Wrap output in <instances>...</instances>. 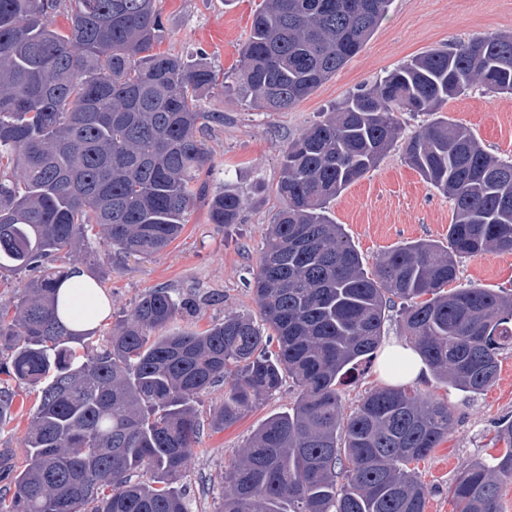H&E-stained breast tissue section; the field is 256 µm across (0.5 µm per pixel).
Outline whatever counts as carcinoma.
I'll list each match as a JSON object with an SVG mask.
<instances>
[{
    "instance_id": "obj_1",
    "label": "carcinoma",
    "mask_w": 512,
    "mask_h": 512,
    "mask_svg": "<svg viewBox=\"0 0 512 512\" xmlns=\"http://www.w3.org/2000/svg\"><path fill=\"white\" fill-rule=\"evenodd\" d=\"M0 0V269L33 272L0 304V423L20 385L37 391L19 471L0 463V512H190L174 486L200 434L198 396L224 383L216 423L235 424L292 379L300 396L270 416L224 473L218 512H425L410 465L448 437V406L405 384L376 388L344 413L337 383L376 353L388 313L437 380L478 394L512 350V294L449 287L461 258L512 252V159L489 153L440 115L480 87L512 93V34H475L420 55L351 95L283 150L281 207L246 280L261 326L224 315L203 331L170 330L196 301L153 288L108 345L57 315L70 273L54 264L97 243L151 255L182 233L200 195L213 224H237L244 198L229 179L210 191L199 137L215 113L201 93L219 74L201 59L156 53L157 0ZM392 0H261L237 80L257 109L285 112L361 49ZM432 120L405 155L448 198L444 245L414 241L372 272L329 205L402 137L399 115ZM506 448L472 461L449 494L455 512H501L512 481Z\"/></svg>"
}]
</instances>
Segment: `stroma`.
Masks as SVG:
<instances>
[{
    "label": "stroma",
    "mask_w": 512,
    "mask_h": 512,
    "mask_svg": "<svg viewBox=\"0 0 512 512\" xmlns=\"http://www.w3.org/2000/svg\"><path fill=\"white\" fill-rule=\"evenodd\" d=\"M261 0H159L166 35L159 49L187 58L202 57L220 75L204 91L203 111L219 114L203 132L214 174L211 186L232 177L247 204L238 224L211 223L207 202L186 216L179 239L148 257L113 260L102 283L110 300L107 319L87 340L89 350L105 345L114 325L125 319L149 289L167 287L189 297L212 293L211 304L191 316L177 317L174 328L201 330L225 313L258 316L245 280L255 269L268 224L280 206L277 187L281 152L314 122L364 86L426 52L444 50L479 33H512V0H393L362 49L335 76L285 112L251 108L236 89L240 49ZM442 113L473 131L493 154L512 157V94L472 89L450 99ZM329 215L343 225L366 270L401 244L448 240L452 207L407 161L402 147L391 150L372 170L350 185L330 205ZM459 285L512 291V253H486L458 261ZM417 390L447 403L452 425L447 439L416 465L427 490L426 512H454L449 487L473 459L498 454L499 422L512 420V353L501 357L495 383L470 396L425 372ZM298 396L292 381L246 411L227 428L213 425L212 415L224 397L223 385L201 394L196 408L203 430L178 481L188 491L191 512H217L224 473L253 433L271 415L287 411ZM36 393L17 389L11 417L0 422V458L22 468V444L33 415Z\"/></svg>",
    "instance_id": "35a3bbf8"
}]
</instances>
